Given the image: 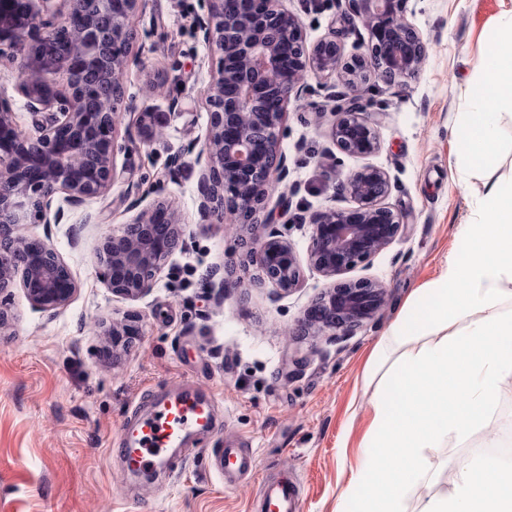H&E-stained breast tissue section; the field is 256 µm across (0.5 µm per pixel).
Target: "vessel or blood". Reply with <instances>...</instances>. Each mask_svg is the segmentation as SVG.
Returning <instances> with one entry per match:
<instances>
[{
  "mask_svg": "<svg viewBox=\"0 0 512 512\" xmlns=\"http://www.w3.org/2000/svg\"><path fill=\"white\" fill-rule=\"evenodd\" d=\"M215 428L211 398L192 385L159 400L151 413L132 433L120 435L124 467L131 473L152 472L170 464V451L184 447L194 435ZM215 464L225 480L233 481L255 475L257 464L249 449L232 444L217 451ZM262 512H298L299 492L288 478L263 477L261 481Z\"/></svg>",
  "mask_w": 512,
  "mask_h": 512,
  "instance_id": "vessel-or-blood-1",
  "label": "vessel or blood"
}]
</instances>
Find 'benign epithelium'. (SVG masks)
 I'll list each match as a JSON object with an SVG mask.
<instances>
[{
  "label": "benign epithelium",
  "instance_id": "obj_1",
  "mask_svg": "<svg viewBox=\"0 0 512 512\" xmlns=\"http://www.w3.org/2000/svg\"><path fill=\"white\" fill-rule=\"evenodd\" d=\"M54 0H23L22 25L15 16L17 0H0V54L9 49L20 57L16 87L35 118L37 135L21 137L12 112L0 109V292L17 284L29 301L43 309L65 306L76 292L71 272L61 257L39 238L18 232L33 217L44 223V210L53 198L77 207L107 192L115 177L113 133L118 119L114 99L122 95V76L129 53L112 57L104 48L98 19L86 15L83 0H61V20L76 27L70 56L43 58L39 47L49 43L54 24L41 30L43 16L58 13ZM142 0H101L112 26L132 22ZM407 0H347L363 22L370 40L363 52L347 56L334 39L323 38L307 49L302 20L282 8L280 0H256L243 13L234 0H203L207 22L205 42L215 47L219 66L208 96L209 120L198 154L202 163L198 214L224 222V198L235 196L231 211L238 224L258 223L277 185L288 176L280 149V128L291 99H299L310 75L343 78L352 97L328 111L337 118L333 140L342 153L368 155L378 148V135L359 95L365 82L414 75L426 47L404 17ZM103 69L112 79L113 94L96 111L85 109L82 95L71 85L58 88L55 75H70L76 67ZM163 113L143 131V142L162 134ZM390 180L383 170L366 166L336 181V195L354 198L353 210L329 208L310 216L309 265L334 282L314 299L298 321L303 336H349L374 322L387 299L385 286L371 279L340 280L385 249L401 232L400 217L382 204ZM139 235L128 227L103 238L97 262L104 268L112 293L129 299L149 293L154 274L183 236L185 219L166 200H158L133 220ZM252 254L259 276L290 293L301 277L293 245L278 235L257 237ZM103 335L112 348L129 347L140 335L135 315L112 323Z\"/></svg>",
  "mask_w": 512,
  "mask_h": 512
}]
</instances>
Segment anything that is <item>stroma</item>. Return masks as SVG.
I'll return each mask as SVG.
<instances>
[{
	"mask_svg": "<svg viewBox=\"0 0 512 512\" xmlns=\"http://www.w3.org/2000/svg\"><path fill=\"white\" fill-rule=\"evenodd\" d=\"M308 41L330 29L345 53L362 51L369 32L346 0H282ZM512 0H408L405 17L420 33L426 57L417 74L373 81L364 90L379 136L366 156L339 153L328 123L315 118L338 80L308 78L283 122L287 178L281 209L256 234L275 232L306 258L305 218L351 209L336 193L338 176L371 165L387 172L385 200L402 232L351 278L382 282L386 305L377 320L338 340L296 335L304 309L329 284L303 266L287 294L256 280L257 269L233 216L201 222V167L196 156L208 125L206 93L218 55L203 40L201 0H145L133 20L135 39L115 104L116 179L104 195L65 212L58 224H25L69 266L77 291L62 308L32 305L22 289L0 292L8 314L0 330V512H260L257 477L225 483L214 451L239 438L256 455L259 475L288 472L300 488L299 512H336L371 435L369 399L378 378L368 367L373 344L405 312L416 288L434 279L459 247L458 224L472 217L485 182L512 180V124L504 123L498 162L486 176L458 165L452 128L467 110L465 88L483 69ZM17 63L0 55V92L22 136L34 118L15 88ZM159 94L146 98L147 80ZM168 113L163 137L140 138L142 112ZM160 197L187 219L182 241L154 275L146 296L109 289L96 260L103 237L130 224ZM139 318L141 334L106 353L97 323ZM189 383L212 395L220 426L201 446L177 454L169 469L140 478L120 466L115 441L145 395ZM512 437V392L501 395L488 431L455 448H433L447 465L480 452L488 433ZM344 503V502H341ZM355 512L354 502L344 503Z\"/></svg>",
	"mask_w": 512,
	"mask_h": 512,
	"instance_id": "35a3bbf8",
	"label": "stroma"
}]
</instances>
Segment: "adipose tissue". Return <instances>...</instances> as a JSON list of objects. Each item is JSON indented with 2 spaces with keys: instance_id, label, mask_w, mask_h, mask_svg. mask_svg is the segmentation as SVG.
Wrapping results in <instances>:
<instances>
[{
  "instance_id": "ef3b65f1",
  "label": "adipose tissue",
  "mask_w": 512,
  "mask_h": 512,
  "mask_svg": "<svg viewBox=\"0 0 512 512\" xmlns=\"http://www.w3.org/2000/svg\"><path fill=\"white\" fill-rule=\"evenodd\" d=\"M467 97L471 109L454 137L460 163L477 174L495 167L501 109L512 105V17ZM456 235L466 245L461 257L413 292L373 348L381 375L369 400L373 433L342 494L357 512H512V463L494 454L455 461L437 493H413L438 472L428 449L485 429L512 386V181L491 185Z\"/></svg>"
}]
</instances>
